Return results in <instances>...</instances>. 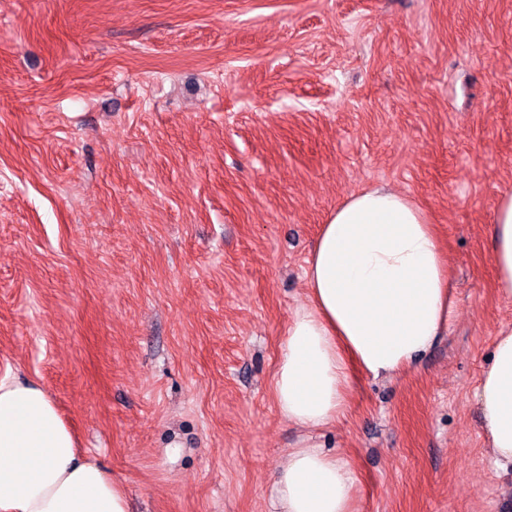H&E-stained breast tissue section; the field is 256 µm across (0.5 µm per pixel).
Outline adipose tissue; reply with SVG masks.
<instances>
[{
	"label": "adipose tissue",
	"instance_id": "adipose-tissue-1",
	"mask_svg": "<svg viewBox=\"0 0 512 512\" xmlns=\"http://www.w3.org/2000/svg\"><path fill=\"white\" fill-rule=\"evenodd\" d=\"M497 291L512 299V189L490 224ZM307 300L285 331L271 390L289 423L313 432L344 417L354 372L392 379L448 327V266L425 212L373 186L322 224L304 273ZM485 454L512 471V326L497 332L476 390ZM278 512H357L340 454L306 441L275 474ZM0 512H128L124 486L82 452L47 389L0 376Z\"/></svg>",
	"mask_w": 512,
	"mask_h": 512
}]
</instances>
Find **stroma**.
Returning <instances> with one entry per match:
<instances>
[{
	"label": "stroma",
	"instance_id": "obj_1",
	"mask_svg": "<svg viewBox=\"0 0 512 512\" xmlns=\"http://www.w3.org/2000/svg\"><path fill=\"white\" fill-rule=\"evenodd\" d=\"M375 184L436 224L448 329L314 441L358 512H512L475 400L512 325V0H0V376L45 385L132 512H273L306 261ZM492 265L497 291L512 299V189L501 193L490 224Z\"/></svg>",
	"mask_w": 512,
	"mask_h": 512
}]
</instances>
